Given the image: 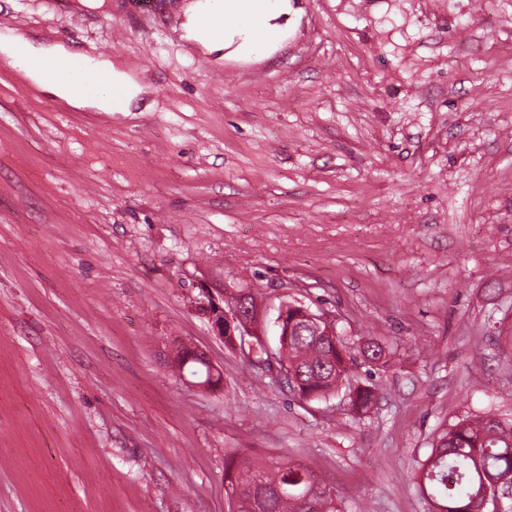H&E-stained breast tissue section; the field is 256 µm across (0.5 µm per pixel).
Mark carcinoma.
<instances>
[{
  "label": "carcinoma",
  "instance_id": "cac0c4a2",
  "mask_svg": "<svg viewBox=\"0 0 512 512\" xmlns=\"http://www.w3.org/2000/svg\"><path fill=\"white\" fill-rule=\"evenodd\" d=\"M298 335L279 342L277 355L282 366L293 373L295 387L306 401H324L334 396L348 369L347 345L315 335L302 320ZM364 358L373 365L386 363L390 348L382 339L369 338L360 345ZM179 346L173 357L175 369L199 381L211 372L199 360L187 362ZM374 391L360 387L350 392L349 405L358 415L371 409ZM512 476V419L496 416L462 418L439 433L431 452L418 472V482L435 512H479L483 492L502 477ZM230 512H341L330 488L303 464L275 461L264 467L231 452L224 459Z\"/></svg>",
  "mask_w": 512,
  "mask_h": 512
}]
</instances>
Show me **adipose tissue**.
<instances>
[{"mask_svg": "<svg viewBox=\"0 0 512 512\" xmlns=\"http://www.w3.org/2000/svg\"><path fill=\"white\" fill-rule=\"evenodd\" d=\"M292 11L290 0H193L185 10V37L205 51L224 50L229 58L250 61L272 53L287 38L286 19ZM0 55L18 63L39 88L76 108L126 112L140 91L137 82L108 57L91 64L100 88H85L64 70L75 52L59 44L43 46L26 38L0 36ZM114 87L121 89V100L111 98Z\"/></svg>", "mask_w": 512, "mask_h": 512, "instance_id": "1", "label": "adipose tissue"}]
</instances>
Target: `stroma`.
I'll return each mask as SVG.
<instances>
[{
    "instance_id": "stroma-1",
    "label": "stroma",
    "mask_w": 512,
    "mask_h": 512,
    "mask_svg": "<svg viewBox=\"0 0 512 512\" xmlns=\"http://www.w3.org/2000/svg\"><path fill=\"white\" fill-rule=\"evenodd\" d=\"M133 2L0 0V34L141 87L78 110L0 55V512H228L234 451L301 462L343 512H429L438 430L512 418V0H291L251 62L186 40L189 0ZM203 282L254 289L272 349L280 303L325 311L338 394L225 347ZM364 358L372 365L385 364L390 348L382 339L369 338L360 345ZM189 349L191 348L187 346H179L176 348V353L173 357L175 369L178 370L179 373L189 372L191 376L199 379L198 382L208 380L211 372L206 363L199 360H191L189 363H186V360L182 359L183 353L186 355Z\"/></svg>"
}]
</instances>
